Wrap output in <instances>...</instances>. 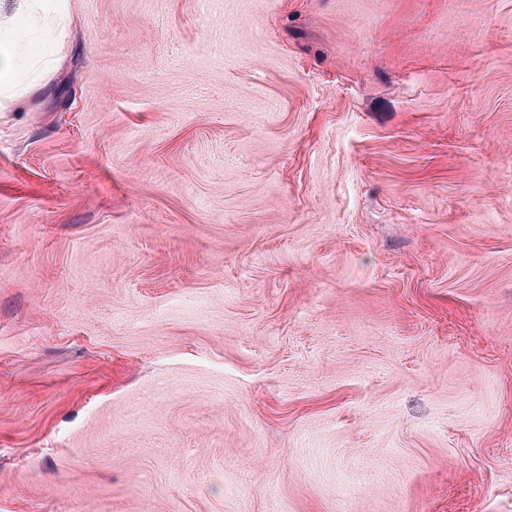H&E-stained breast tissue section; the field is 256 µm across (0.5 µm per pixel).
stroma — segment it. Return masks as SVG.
<instances>
[{
  "mask_svg": "<svg viewBox=\"0 0 512 512\" xmlns=\"http://www.w3.org/2000/svg\"><path fill=\"white\" fill-rule=\"evenodd\" d=\"M0 112V512H512V0H80Z\"/></svg>",
  "mask_w": 512,
  "mask_h": 512,
  "instance_id": "35a3bbf8",
  "label": "stroma"
}]
</instances>
